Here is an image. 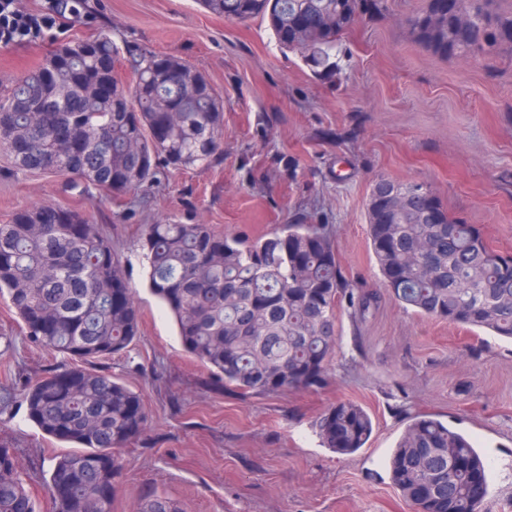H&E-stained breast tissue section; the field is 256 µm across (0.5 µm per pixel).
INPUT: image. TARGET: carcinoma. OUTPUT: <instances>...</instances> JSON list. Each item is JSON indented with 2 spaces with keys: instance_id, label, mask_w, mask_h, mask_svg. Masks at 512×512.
<instances>
[{
  "instance_id": "obj_1",
  "label": "carcinoma",
  "mask_w": 512,
  "mask_h": 512,
  "mask_svg": "<svg viewBox=\"0 0 512 512\" xmlns=\"http://www.w3.org/2000/svg\"><path fill=\"white\" fill-rule=\"evenodd\" d=\"M199 2L226 21L261 18L281 47L309 50L320 65L359 19L383 11L382 0ZM408 24L416 42L445 58L512 50V11L496 0H426ZM118 55L105 33L60 44L0 90V146L17 170L75 175L89 195L147 193L171 170L220 158L224 97L207 77L173 80L186 63L143 47L129 56L133 81L125 84L115 74ZM366 212L383 286L402 308L512 340V253L450 217L424 182L377 177ZM141 247L149 289L174 318L184 350L245 396L323 388L338 311L370 305L343 276L327 224H285L258 237L146 224ZM124 277L110 240L78 211L36 206L0 224V296L28 343L68 361L14 390L44 434L78 445L50 459L45 487L55 512H112L121 451L148 422L140 395L100 367L140 332ZM318 429L327 447L352 454L369 441L373 421L362 406L339 401ZM388 468L419 512H485L471 494L475 480L487 479L484 458L434 414L409 417ZM0 512H40L14 450L1 442ZM137 512L183 509L149 494Z\"/></svg>"
}]
</instances>
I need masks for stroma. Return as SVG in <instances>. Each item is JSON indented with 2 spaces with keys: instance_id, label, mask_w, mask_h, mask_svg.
<instances>
[{
  "instance_id": "35a3bbf8",
  "label": "stroma",
  "mask_w": 512,
  "mask_h": 512,
  "mask_svg": "<svg viewBox=\"0 0 512 512\" xmlns=\"http://www.w3.org/2000/svg\"><path fill=\"white\" fill-rule=\"evenodd\" d=\"M385 5L339 38L326 69L281 50L261 20L229 22L196 0H81L68 14V39L105 32L123 52L177 56L224 96L220 161L169 172L144 199H89L77 178L14 172L0 149V222L36 205L83 213L111 238L137 291L140 335L105 365L140 394L149 421L123 450L112 512H135L149 493L184 512H410L388 458L417 412L476 442L489 464L487 512H512V342L403 311L380 283L366 219L378 176L425 182L452 217L512 252V52L439 57L408 25L424 0ZM53 46H0V86ZM300 216L331 226L343 275L372 300L364 315L341 311L324 388L243 396L183 350L147 288L142 227L169 220L261 236ZM63 361L27 343L0 298V395ZM340 400L373 421L369 442L351 455L326 448L316 427ZM0 437L42 512H52L45 474L68 444L45 436L16 402H0Z\"/></svg>"
}]
</instances>
